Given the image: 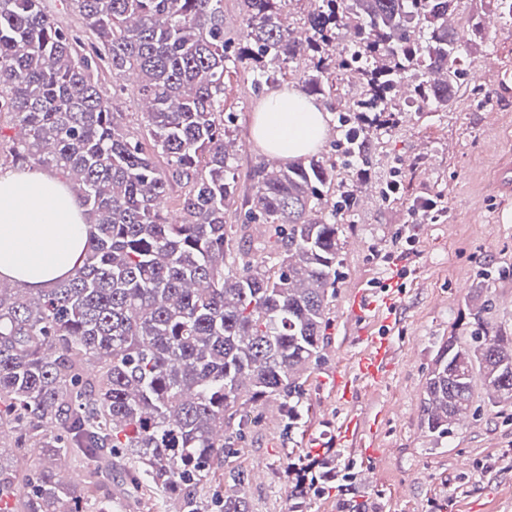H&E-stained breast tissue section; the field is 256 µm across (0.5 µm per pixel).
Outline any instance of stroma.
I'll return each instance as SVG.
<instances>
[{"label": "stroma", "mask_w": 512, "mask_h": 512, "mask_svg": "<svg viewBox=\"0 0 512 512\" xmlns=\"http://www.w3.org/2000/svg\"><path fill=\"white\" fill-rule=\"evenodd\" d=\"M479 56L472 71L488 80L469 81L467 93L448 111L420 113L411 107L398 126L383 131L376 145L380 160L369 177L354 216H338L343 249L336 298L322 359L302 380L309 408L304 427L289 431L269 405H252V423L224 456V488L233 491L232 474L247 470L243 488L249 512H288V462L331 449L339 470L360 473L352 495L376 501L381 512H512V407H494L483 384H476L466 425L436 440L423 423L421 399L436 346L448 337L470 342L473 319L466 307L476 285L490 288L483 318L512 334V196L494 187L500 163L512 158V21L482 26L475 36ZM297 89L291 70L276 84L257 85L247 72L224 75L221 107L233 118L234 166L240 177L268 154L253 135V119L272 88ZM495 113L487 125V113ZM401 171L396 200L379 190L393 169ZM442 195L445 211L436 221L412 223L409 212L424 199ZM415 235L418 252L411 273L397 279L387 254H396L401 233ZM389 294L398 307L392 321L393 368L387 384L359 396L367 418L376 420L370 442L380 450L365 468L356 449L336 439L344 412L336 402L337 376L362 348V334H375L374 314L355 315L358 295Z\"/></svg>", "instance_id": "stroma-1"}]
</instances>
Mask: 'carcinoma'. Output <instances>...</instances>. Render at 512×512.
<instances>
[{"mask_svg":"<svg viewBox=\"0 0 512 512\" xmlns=\"http://www.w3.org/2000/svg\"><path fill=\"white\" fill-rule=\"evenodd\" d=\"M287 2L241 0L232 43L223 0H70L96 35L88 46L41 0H0V112L24 131L13 158L61 174L88 228L81 263L52 287L0 281V430L50 461L95 465L78 489L50 467L20 474L1 447L0 512H86L93 498L111 512L114 478L153 484L176 512H207L201 492L249 405L280 400L290 430L308 413L302 377L321 357L341 264L336 216L358 203L379 132L400 122L402 86L432 112L467 86L478 23L473 13L448 25L457 0H316L301 35L285 23ZM294 62L308 96L328 94L335 70L362 74L350 109L329 103L331 147L353 179L336 181V161L307 154L260 163L243 186L220 108L227 64L264 76ZM130 74L146 108L137 135L118 112ZM174 182L185 188L177 224L158 209ZM232 206L241 227L264 225L272 267L253 263L251 242L227 228ZM468 303L471 342L448 337L425 382L423 425L437 440L470 409L477 378L492 406L512 404V336L485 324L486 288ZM316 466L286 465L288 512H308L314 484L336 485V467ZM216 503L249 512L242 495Z\"/></svg>","mask_w":512,"mask_h":512,"instance_id":"carcinoma-1","label":"carcinoma"}]
</instances>
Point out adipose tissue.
I'll use <instances>...</instances> for the list:
<instances>
[{
  "label": "adipose tissue",
  "mask_w": 512,
  "mask_h": 512,
  "mask_svg": "<svg viewBox=\"0 0 512 512\" xmlns=\"http://www.w3.org/2000/svg\"><path fill=\"white\" fill-rule=\"evenodd\" d=\"M322 107L294 90L271 91L253 133L288 159L314 151L325 135ZM87 226L69 188L47 171L0 173V276L44 288L69 275L86 249Z\"/></svg>",
  "instance_id": "ef3b65f1"
}]
</instances>
